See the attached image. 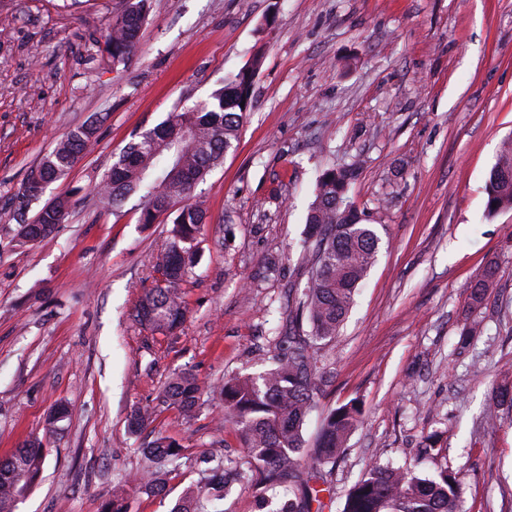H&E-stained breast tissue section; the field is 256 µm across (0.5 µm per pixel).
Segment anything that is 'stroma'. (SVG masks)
I'll return each instance as SVG.
<instances>
[{
	"label": "stroma",
	"instance_id": "obj_1",
	"mask_svg": "<svg viewBox=\"0 0 512 512\" xmlns=\"http://www.w3.org/2000/svg\"><path fill=\"white\" fill-rule=\"evenodd\" d=\"M125 6L0 0V458L34 437L47 454L17 512H101L115 490L128 512H171L212 457L245 459L218 387L265 369L259 349L306 285L299 242L316 179L352 156L363 165L351 196L381 243L322 352L304 429L314 448L323 413L361 404L324 512H342L387 462L463 472L465 512H512V409L486 424L492 391L512 380V210L484 217L490 166L512 137V0H154L137 51L116 65L102 35ZM253 62L239 138L194 190L207 224L186 321L174 337L151 332L134 311L173 216L141 224L138 196L115 211L96 187L136 134ZM88 122L96 139L75 166L24 198L40 159ZM65 196V221L20 244V224ZM491 262L496 284L472 308ZM181 371L203 387L189 422L158 400ZM61 402L71 416L48 429ZM145 405L156 419L132 435L127 417ZM160 435L183 454L164 492L126 486L151 469L143 449ZM498 267L495 263L488 264L477 279L470 285V299L473 307L480 306L489 288H493L497 278Z\"/></svg>",
	"mask_w": 512,
	"mask_h": 512
}]
</instances>
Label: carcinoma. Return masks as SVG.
<instances>
[{
    "label": "carcinoma",
    "mask_w": 512,
    "mask_h": 512,
    "mask_svg": "<svg viewBox=\"0 0 512 512\" xmlns=\"http://www.w3.org/2000/svg\"><path fill=\"white\" fill-rule=\"evenodd\" d=\"M151 8V0H131L104 35V44L119 62L131 54ZM255 68L241 70L210 99L192 108L173 111L160 125L143 131L120 152L101 187L102 197L114 207L131 195H141L139 222L154 223L157 216L178 206L169 240L157 256L155 278L136 308L137 321L164 336L183 325L186 309L182 288L196 261L195 246L205 229V210L191 201L197 184L223 162L233 146L252 102ZM93 123L81 125L61 138L41 160L37 171L47 182L64 176L96 136ZM361 160L326 170L317 180L315 197L306 216L303 242L307 282L296 290L295 305L288 310L287 332H276L266 350L271 368L258 375L235 374L224 378L220 388L224 408L241 433L248 459L221 461L212 469L208 496L193 490L172 512H223L218 502L229 488L260 489L266 506L288 488V498L276 512H312L320 494L328 490V465L343 452L344 443L360 415L356 403L335 408L323 416L316 447L304 451V426L316 408L315 396L323 380L318 353L336 342L339 328L351 308L357 289L374 265L380 237L373 224L361 223L349 200L351 184ZM486 217L512 210V137L505 138L486 182ZM70 207L58 199L42 207L35 218L19 225V242L47 237L63 223ZM498 267L488 264L470 285V299L480 306L494 286ZM201 387L189 371L174 374L166 384L163 403L190 420L198 412ZM512 407V384L493 390L490 407ZM149 406L132 411L128 419L137 433L154 421ZM144 454L159 464L173 463L181 455L178 443L159 438L144 448ZM46 453L34 438L0 460V512L16 507L38 483ZM131 482L148 492L164 487L158 471ZM464 485L461 477L446 469L436 476L422 477L390 463L374 466L348 491L342 512H463Z\"/></svg>",
    "instance_id": "1"
}]
</instances>
